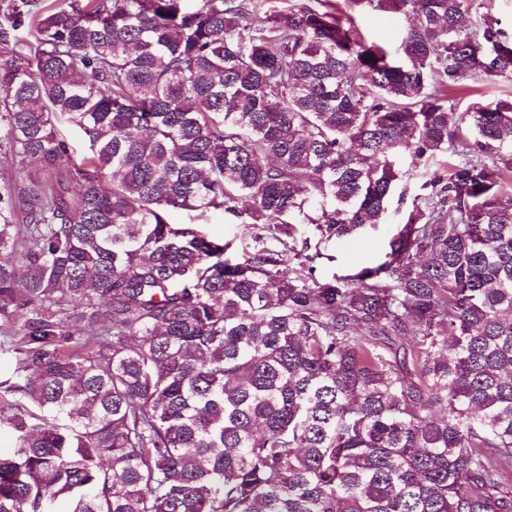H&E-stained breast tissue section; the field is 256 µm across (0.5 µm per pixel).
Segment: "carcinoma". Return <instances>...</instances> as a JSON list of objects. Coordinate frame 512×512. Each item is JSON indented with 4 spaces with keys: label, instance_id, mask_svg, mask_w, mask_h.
<instances>
[{
    "label": "carcinoma",
    "instance_id": "carcinoma-1",
    "mask_svg": "<svg viewBox=\"0 0 512 512\" xmlns=\"http://www.w3.org/2000/svg\"><path fill=\"white\" fill-rule=\"evenodd\" d=\"M286 2L0 0V512H512V99L447 93L511 77L512 32ZM356 20L365 36L381 41L391 51L398 48L404 21L394 19L389 13L366 8L356 14ZM403 166L405 167V169H409L410 173H412L413 176L409 178L407 183H401L397 187L396 191L394 192L393 196L390 199L389 211L395 215L405 212L406 209L411 205V200L420 182L419 175L425 170V168L422 165L416 168L415 163H413L410 157H405L403 159ZM405 192L406 195L403 196L402 200V194H404ZM204 230L211 236L235 241L240 251L242 246L251 242V229L245 224H225L222 214L209 213ZM389 227L390 225H382L378 232L365 233L349 244L331 246L328 253L334 260H317L315 275L319 278H328L333 274H346L349 270L378 259L384 250Z\"/></svg>",
    "mask_w": 512,
    "mask_h": 512
}]
</instances>
